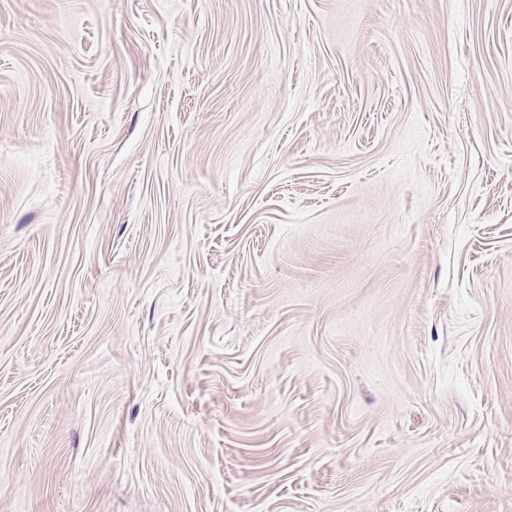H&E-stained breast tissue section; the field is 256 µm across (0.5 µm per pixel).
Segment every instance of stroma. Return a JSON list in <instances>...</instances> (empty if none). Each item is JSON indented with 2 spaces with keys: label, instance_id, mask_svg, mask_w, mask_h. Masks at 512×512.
I'll return each instance as SVG.
<instances>
[{
  "label": "stroma",
  "instance_id": "1",
  "mask_svg": "<svg viewBox=\"0 0 512 512\" xmlns=\"http://www.w3.org/2000/svg\"><path fill=\"white\" fill-rule=\"evenodd\" d=\"M0 512H512V0H0Z\"/></svg>",
  "mask_w": 512,
  "mask_h": 512
}]
</instances>
